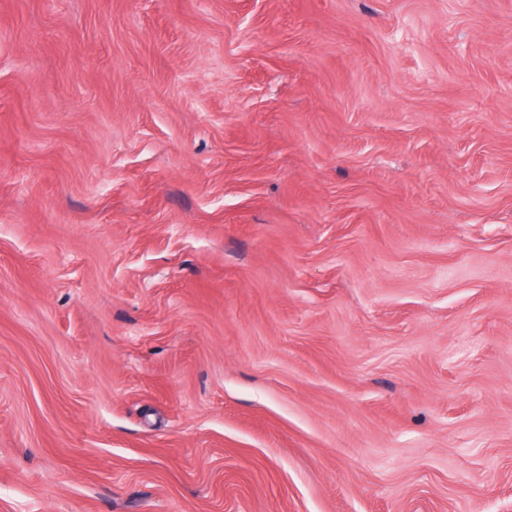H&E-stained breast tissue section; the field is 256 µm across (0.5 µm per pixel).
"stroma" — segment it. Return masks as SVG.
Here are the masks:
<instances>
[{
    "mask_svg": "<svg viewBox=\"0 0 512 512\" xmlns=\"http://www.w3.org/2000/svg\"><path fill=\"white\" fill-rule=\"evenodd\" d=\"M0 512H512V0H0Z\"/></svg>",
    "mask_w": 512,
    "mask_h": 512,
    "instance_id": "35a3bbf8",
    "label": "stroma"
}]
</instances>
